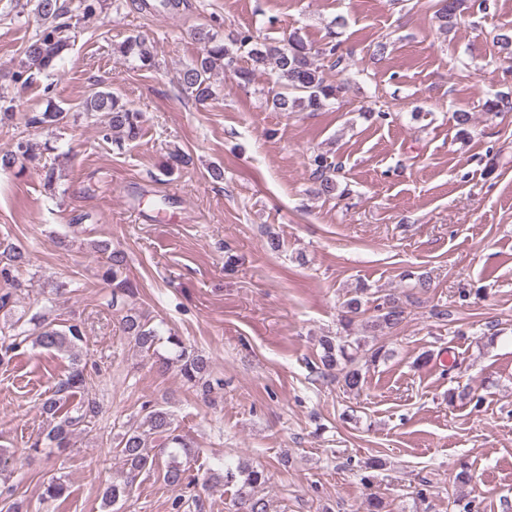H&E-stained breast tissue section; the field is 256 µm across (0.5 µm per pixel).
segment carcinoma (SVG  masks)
I'll return each instance as SVG.
<instances>
[{"mask_svg":"<svg viewBox=\"0 0 512 512\" xmlns=\"http://www.w3.org/2000/svg\"><path fill=\"white\" fill-rule=\"evenodd\" d=\"M105 6L106 0H36L35 12L44 21V26L24 47V58L11 73V80L25 84L31 77L32 68H52L56 59L70 46L72 12L76 10L82 18L90 19ZM467 9L468 0H438L435 16L441 26L450 28ZM195 38L202 44L201 51L180 71L178 85L183 94L197 102H204L213 96L211 77L215 71L228 72L237 83L246 85L253 80L256 69L268 63L273 65L276 82L280 86V91L272 97L273 109L278 112H324L343 99L349 90V84L344 80L330 81L323 65L318 63L321 56L330 59L336 68L345 61L343 55L338 53L339 43L333 36L320 48L308 44L296 32L280 45L267 44L249 30L238 32L229 46L217 34L204 29L196 31ZM115 53L124 61L140 63L142 68L155 67L152 47L139 36L126 38L117 45ZM77 110L88 116L96 112L107 114L108 123L104 129L106 138L114 132L120 133L127 141L140 137L141 112L110 89L90 92L78 103ZM67 118L68 111L49 103L43 111L29 115L27 124L60 129L67 125ZM20 159H33L30 145L24 139L15 142L12 149L0 153V170L14 168ZM311 167L312 176L318 183L317 193L330 196L336 192V180L333 177L336 167L328 163L322 154L313 156ZM92 249L105 256L102 277L112 283V304L116 305L119 300L133 294V284L127 276V253L112 247L107 241L92 243ZM365 291L366 288H359L358 295L344 302L343 328L347 332L355 320L365 313ZM375 310L377 314L373 323L381 330L392 332L406 319L404 308L393 297L377 304ZM22 321L33 325V329L19 326L16 341L0 347V363L10 359V353L19 347V343L29 339L45 350L69 355L70 368L67 375L41 402L42 413L50 418L46 440L57 448H66L70 438L88 427L99 414L97 402L84 393L85 365L77 352L84 339L83 330L77 323L56 329L46 322L45 314L40 311L33 313L26 321L21 317L17 319L19 323ZM122 328L127 338L142 352L154 350L159 341L156 329L130 309L122 317ZM168 343L175 350V356L172 359L158 358V371L164 373L175 363L185 383L207 390L210 376L208 358L186 346L178 336L168 337ZM319 346L323 369L332 371L341 368L343 386L350 391L359 389L363 384V369L388 357L384 347L369 348L366 341L349 334L334 338L324 336L319 339ZM144 411L138 424L126 427L117 435L115 450L126 467V474L122 481L114 482L106 488L103 496L106 509L130 498L136 478L145 470L161 468L163 481L174 489L180 488L186 479L183 459L192 454V443L181 434L173 415L163 406L147 404ZM152 435L164 438L162 448H154L150 441ZM162 456L166 457V461L161 465L159 458ZM216 478L223 479L224 484L235 488L236 512H268L267 501L258 496V488L266 483L264 470L246 464L227 466Z\"/></svg>","mask_w":512,"mask_h":512,"instance_id":"obj_1","label":"carcinoma"}]
</instances>
